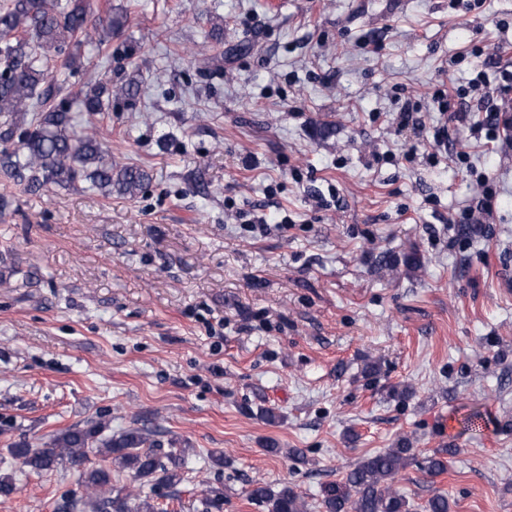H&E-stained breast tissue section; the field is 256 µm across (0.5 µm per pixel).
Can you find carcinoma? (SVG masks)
<instances>
[{"mask_svg": "<svg viewBox=\"0 0 512 512\" xmlns=\"http://www.w3.org/2000/svg\"><path fill=\"white\" fill-rule=\"evenodd\" d=\"M87 0H0V168L36 194L52 185L86 184L106 195L117 191L134 197L145 190L149 174L138 167L119 166L97 139L95 117L114 99L131 100L135 86L112 81L83 84L73 90L54 81L48 56L66 76L82 66L83 46L120 31L110 17L103 36L89 27ZM105 426H71L46 441L13 443L8 452L29 470L42 473L62 467L80 470L84 494H63L68 512H157L158 491L176 488L190 448H163L157 432L136 426L104 434ZM108 462L87 465L89 453ZM451 448H437L423 469L432 477L448 470ZM416 462L404 440L394 447L358 460L339 480L320 489L323 512H413V504L393 488L396 477ZM127 473L150 491L135 493L112 484V472ZM248 497L266 512H308L306 501L285 485L273 491L254 482ZM201 512H224V487L209 485L200 498Z\"/></svg>", "mask_w": 512, "mask_h": 512, "instance_id": "obj_1", "label": "carcinoma"}]
</instances>
